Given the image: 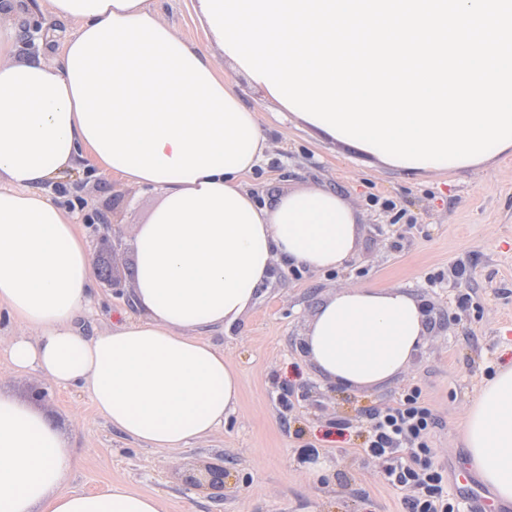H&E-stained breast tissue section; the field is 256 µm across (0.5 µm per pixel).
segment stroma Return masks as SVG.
I'll return each instance as SVG.
<instances>
[{
	"instance_id": "obj_1",
	"label": "stroma",
	"mask_w": 512,
	"mask_h": 512,
	"mask_svg": "<svg viewBox=\"0 0 512 512\" xmlns=\"http://www.w3.org/2000/svg\"><path fill=\"white\" fill-rule=\"evenodd\" d=\"M161 18L188 42L205 46L192 0H153ZM45 16L35 47L13 41L19 60L58 61L72 21L49 14L43 0H21L0 20L19 29L26 12ZM243 105L257 112L268 139L265 163L246 179L274 205L286 190L315 186L336 193L358 213L355 259L316 273L274 266L254 307L232 328L202 331L224 348L241 379V400L222 431L169 452L132 441L112 428L84 395L55 387L38 372L11 366V337L20 322L0 318V389L36 401L68 430L80 458L69 486L94 491L121 482L158 495L165 512H402L400 490L384 480V464L363 451L373 409L418 388L438 422L432 461L447 473L466 464L462 423L476 390L512 361V155L457 171L421 173L383 165L274 111L240 84ZM89 206L108 210V232L81 225L95 264L113 266V281L95 280L97 304L77 325L100 335L136 310L133 229L155 203L153 193L101 175L90 158L63 175ZM400 287L425 311V336L410 363L381 386L357 392L329 384L304 357L307 326L319 307L346 288ZM344 432H337V423ZM314 446L309 459L301 448ZM224 488L190 485L214 463ZM321 471L311 482L312 471Z\"/></svg>"
}]
</instances>
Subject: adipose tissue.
<instances>
[{
    "instance_id": "ef3b65f1",
    "label": "adipose tissue",
    "mask_w": 512,
    "mask_h": 512,
    "mask_svg": "<svg viewBox=\"0 0 512 512\" xmlns=\"http://www.w3.org/2000/svg\"><path fill=\"white\" fill-rule=\"evenodd\" d=\"M75 32L58 62L11 56L0 24V311L31 328L10 340L18 370L85 394L131 440L178 449L223 429L238 372L203 329L235 325L274 264L330 271L357 251L356 211L317 187L259 204L244 178L267 139L234 78L181 39L151 0H46ZM156 194L136 225L135 315L87 337L93 257L74 219L37 192L78 158ZM420 303L402 288H349L308 325L306 359L330 384L371 391L400 374L424 336ZM468 465L512 505V363L472 400ZM79 458L35 404L0 391V512H164L159 496L120 483L76 492Z\"/></svg>"
}]
</instances>
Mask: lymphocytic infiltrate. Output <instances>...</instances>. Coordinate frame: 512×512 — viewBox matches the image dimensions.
<instances>
[{
  "label": "lymphocytic infiltrate",
  "mask_w": 512,
  "mask_h": 512,
  "mask_svg": "<svg viewBox=\"0 0 512 512\" xmlns=\"http://www.w3.org/2000/svg\"><path fill=\"white\" fill-rule=\"evenodd\" d=\"M436 425L416 388L371 416L364 450L384 462L387 483L403 490L404 512H458L444 470L431 460L429 439Z\"/></svg>",
  "instance_id": "lymphocytic-infiltrate-1"
}]
</instances>
